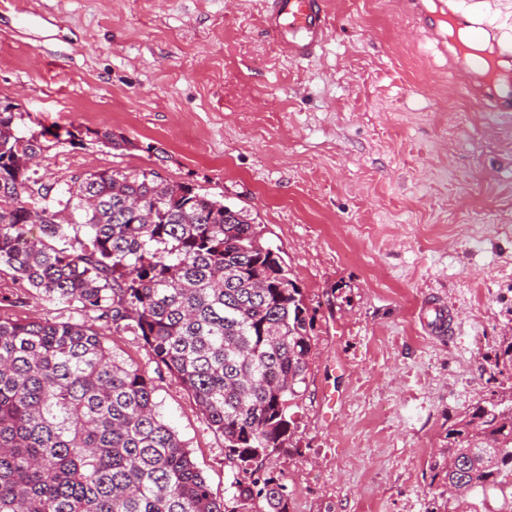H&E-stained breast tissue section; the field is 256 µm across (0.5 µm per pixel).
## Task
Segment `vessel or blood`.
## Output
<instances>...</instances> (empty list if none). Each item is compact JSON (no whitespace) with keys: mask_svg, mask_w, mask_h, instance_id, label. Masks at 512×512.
I'll list each match as a JSON object with an SVG mask.
<instances>
[{"mask_svg":"<svg viewBox=\"0 0 512 512\" xmlns=\"http://www.w3.org/2000/svg\"><path fill=\"white\" fill-rule=\"evenodd\" d=\"M418 26L448 57V72L460 90L479 100L485 111L512 114V86L501 89L480 82L483 74L495 71L512 73V43L492 44L490 54H464L438 27L439 18L462 29H484L479 15L463 9L461 0H408ZM267 27L277 33L284 52L294 61L310 58L326 38V13L323 0H267Z\"/></svg>","mask_w":512,"mask_h":512,"instance_id":"1","label":"vessel or blood"}]
</instances>
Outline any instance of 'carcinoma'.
Instances as JSON below:
<instances>
[{
  "label": "carcinoma",
  "mask_w": 512,
  "mask_h": 512,
  "mask_svg": "<svg viewBox=\"0 0 512 512\" xmlns=\"http://www.w3.org/2000/svg\"><path fill=\"white\" fill-rule=\"evenodd\" d=\"M0 102V265L51 301L132 329L224 439L216 499L146 375L83 325L0 319V512H288L266 460L290 445L313 317L243 210L156 171L102 170L58 195L34 175L51 135ZM39 236H30L32 219ZM430 512H512V394L448 424Z\"/></svg>",
  "instance_id": "cac0c4a2"
}]
</instances>
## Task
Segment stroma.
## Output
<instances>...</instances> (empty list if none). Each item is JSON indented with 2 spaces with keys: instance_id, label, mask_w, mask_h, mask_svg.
Wrapping results in <instances>:
<instances>
[{
  "instance_id": "stroma-1",
  "label": "stroma",
  "mask_w": 512,
  "mask_h": 512,
  "mask_svg": "<svg viewBox=\"0 0 512 512\" xmlns=\"http://www.w3.org/2000/svg\"><path fill=\"white\" fill-rule=\"evenodd\" d=\"M327 37L294 62L264 0H0V100L48 142L56 182L153 169L244 210L313 317L292 445L271 468L289 512H426L449 421L512 389V139L463 96L404 0H324ZM125 138L97 143L95 132ZM446 317L443 334L422 319ZM0 317L90 326L149 376L211 493L224 441L141 336L50 302L0 266Z\"/></svg>"
}]
</instances>
